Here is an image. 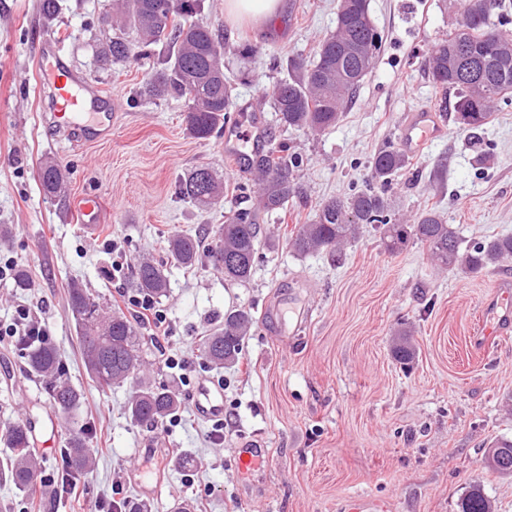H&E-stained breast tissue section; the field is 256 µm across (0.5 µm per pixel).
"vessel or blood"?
<instances>
[{"instance_id":"obj_1","label":"vessel or blood","mask_w":512,"mask_h":512,"mask_svg":"<svg viewBox=\"0 0 512 512\" xmlns=\"http://www.w3.org/2000/svg\"><path fill=\"white\" fill-rule=\"evenodd\" d=\"M55 34H44L37 46L35 74L39 86L49 87L50 120L62 131L69 129L81 132L84 138L98 139L111 133L101 113L95 106L101 100L98 89L78 76L67 74L57 50ZM225 131L235 140L252 142L261 148L264 137L257 127L239 121L227 123ZM445 131L440 116L431 108L424 107L409 112L399 128L398 142L407 154H418ZM70 211L77 223L88 230H95L101 218V203L97 196L76 198ZM512 330V283L498 282L494 294L482 306V317L473 333L472 345L482 350L495 338L507 335ZM196 414L205 420L223 417L224 393L221 388L208 382H200L193 395Z\"/></svg>"}]
</instances>
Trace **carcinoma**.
<instances>
[{"mask_svg": "<svg viewBox=\"0 0 512 512\" xmlns=\"http://www.w3.org/2000/svg\"><path fill=\"white\" fill-rule=\"evenodd\" d=\"M175 0H122L123 29L97 55L102 62L136 63L158 49L157 67L139 89V96L161 99L168 96L187 102V129L197 140H208L224 130L235 111L237 88L224 77L226 39L202 18L199 4L174 7ZM368 0H338L336 29L320 40L315 59L305 64L295 58L286 63L287 77L279 79L270 92V105L280 125L323 133L337 125L364 77L375 64L380 35L375 27L362 25L358 16L368 10ZM467 20L448 37L436 43L430 78L443 92L456 94L455 120L464 130L477 131L489 123L494 104L512 96V50L484 59L488 40L496 34L486 0H468ZM259 175L258 206L237 209L208 239L176 232L167 238L171 261L192 268L202 254L224 273V279L246 282L259 245V214L285 209L294 192L299 156L279 142L267 151L245 158ZM397 150L380 152L373 162L372 183L345 198L319 203L314 219L291 234L289 245L306 256L335 251L355 238L360 226L369 224L379 233L385 250L398 253L411 242L426 245L436 264L467 275L512 259V236L491 237L464 245L453 225L434 209L412 219L396 217V201L388 195L391 181L405 167ZM198 169L190 170L179 183L180 194L201 209L224 195V182L209 170L206 191L197 182ZM45 196L57 198L63 190L58 164L47 161L38 170ZM132 288L153 301L167 295L169 281L164 261L146 257L138 261ZM69 301L77 320L84 365L102 388L130 387L126 405L129 417L150 429L163 426L179 408L170 389L157 387L135 374L144 324L122 312H104L95 297L80 285L69 288ZM253 324L244 310L224 315V327L202 338L200 358L214 367L238 361L244 337ZM393 355L407 365L415 350L405 329L396 331ZM15 348L28 371L44 384L50 404L63 414L77 409L82 393L64 379V367L52 343L21 336ZM93 428L70 431L61 449L65 466L58 476L78 483L95 465ZM0 443L7 448L0 460V482H9L35 498L43 478L32 451V426L6 420L0 423ZM486 467L499 474H512V440L501 439L486 452ZM460 512H492L489 499L479 486L472 487L459 503Z\"/></svg>", "mask_w": 512, "mask_h": 512, "instance_id": "carcinoma-1", "label": "carcinoma"}]
</instances>
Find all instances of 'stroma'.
Wrapping results in <instances>:
<instances>
[{
  "label": "stroma",
  "mask_w": 512,
  "mask_h": 512,
  "mask_svg": "<svg viewBox=\"0 0 512 512\" xmlns=\"http://www.w3.org/2000/svg\"><path fill=\"white\" fill-rule=\"evenodd\" d=\"M113 0H60L45 17L40 0H0V263L21 259L27 288L0 281V328L17 308L30 310L50 331L65 375L85 399L70 418L97 431V460L74 506L60 512H109L113 502L146 503L150 512H336L348 497L386 504L387 512H458L472 485H481L493 512H512V474L489 472L491 441L512 439V335L476 350L471 332L494 283L512 280V260L477 276L437 266L421 243L386 251L374 230L347 245L340 259L296 255L288 239L310 223L318 204L370 184L371 162L397 146L405 115L429 106L446 115L441 138L390 187L399 214L436 208L465 243L512 236V101L499 103L473 145L454 121L455 96H443L429 77L434 45L461 21L464 0H369L382 38L373 69L341 121L322 135L283 130L265 90L279 77L274 61L312 62L319 41L334 31L338 0H283L281 13L255 27L229 22L224 0H205L203 19L227 32L228 76L237 92V116L258 120L264 136L287 142L303 162L284 211L262 215V242L248 283L225 281L209 258L193 270L168 263L169 292L156 302L163 324L146 320L143 372L174 387L180 408L161 430L131 421L128 387L100 390L83 366L68 306L78 282L112 310L134 311L130 283L139 258L165 257L175 231L213 234L233 207H252L241 187L252 176L224 150L223 135L191 137L185 104L145 102L137 92L153 58L101 65ZM60 36L59 53L74 75L117 100L109 138L86 143L43 121L47 97L36 88L34 50L43 33ZM55 160L67 181L64 197L42 192L37 172ZM224 180V197L202 210L179 197L178 184L196 166ZM93 194L102 203L97 231L73 221L70 202ZM121 264L113 272V264ZM306 302L311 316L294 335L280 332L268 305ZM243 309L253 325L235 366H204L198 343L222 327L225 313ZM168 332L155 339L156 327ZM412 332L416 357L400 364L392 354L398 328ZM0 335V421H53L36 456L47 496L58 497V448L66 425L38 380ZM219 380L224 422L196 416L191 395L200 378ZM264 451L260 467L243 472L237 456ZM162 469L158 498L138 481Z\"/></svg>",
  "instance_id": "35a3bbf8"
}]
</instances>
